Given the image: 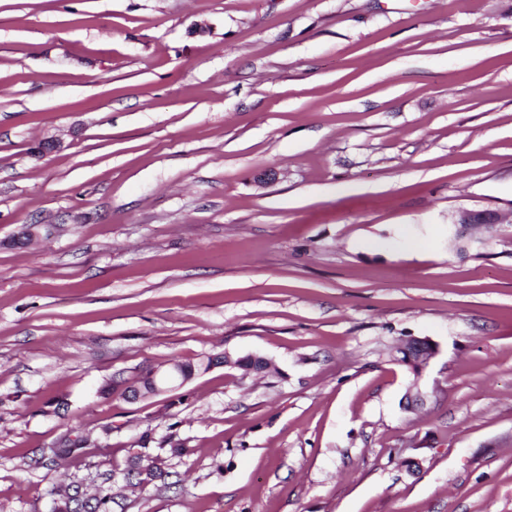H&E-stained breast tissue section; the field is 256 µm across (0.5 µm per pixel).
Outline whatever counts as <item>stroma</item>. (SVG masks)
<instances>
[{"mask_svg":"<svg viewBox=\"0 0 512 512\" xmlns=\"http://www.w3.org/2000/svg\"><path fill=\"white\" fill-rule=\"evenodd\" d=\"M466 209L512 211V0H0V512L172 432L123 512H512V223ZM220 353L277 370L119 395ZM471 224H503V221L496 214L491 216L484 213L462 211L459 218L448 228V232L458 242L460 239L467 237ZM410 346L417 351V359L415 362L418 369L415 372V377L418 379L422 376L432 359L437 355L438 350L436 344L431 340L416 337L406 339L403 343L399 344L398 348L408 352L407 347Z\"/></svg>","mask_w":512,"mask_h":512,"instance_id":"obj_1","label":"stroma"}]
</instances>
